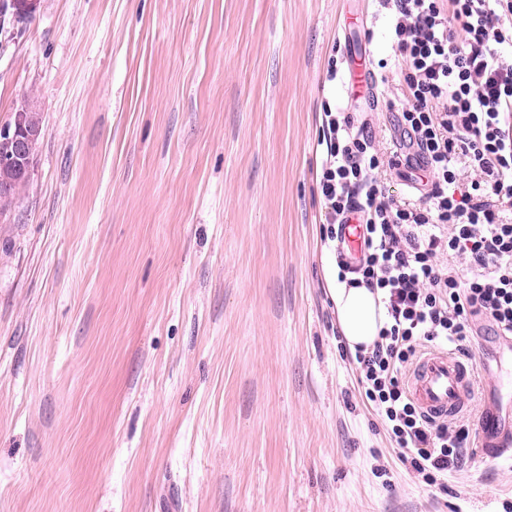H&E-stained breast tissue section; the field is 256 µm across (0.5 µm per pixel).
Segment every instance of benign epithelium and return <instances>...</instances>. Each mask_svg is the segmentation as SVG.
Returning <instances> with one entry per match:
<instances>
[{
    "label": "benign epithelium",
    "instance_id": "obj_1",
    "mask_svg": "<svg viewBox=\"0 0 512 512\" xmlns=\"http://www.w3.org/2000/svg\"><path fill=\"white\" fill-rule=\"evenodd\" d=\"M39 0H12L10 13L14 16H31ZM34 105L24 103L12 113L10 119L0 124V191L10 190L13 178L31 175L34 152L44 132L28 123L27 113Z\"/></svg>",
    "mask_w": 512,
    "mask_h": 512
}]
</instances>
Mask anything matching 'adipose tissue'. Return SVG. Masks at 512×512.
Instances as JSON below:
<instances>
[{
	"mask_svg": "<svg viewBox=\"0 0 512 512\" xmlns=\"http://www.w3.org/2000/svg\"><path fill=\"white\" fill-rule=\"evenodd\" d=\"M323 269L336 323L347 347L353 352L369 350L386 321L379 294L362 284L351 286L339 281L336 258L331 253H324Z\"/></svg>",
	"mask_w": 512,
	"mask_h": 512,
	"instance_id": "adipose-tissue-1",
	"label": "adipose tissue"
}]
</instances>
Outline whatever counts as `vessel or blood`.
<instances>
[{
	"mask_svg": "<svg viewBox=\"0 0 512 512\" xmlns=\"http://www.w3.org/2000/svg\"><path fill=\"white\" fill-rule=\"evenodd\" d=\"M371 55L365 44L346 42V76L356 90L366 91L373 79ZM342 239L351 260H358L365 249L364 226L359 215H349L342 228ZM409 395L428 418L444 420L465 411L473 390V365L457 354L433 349L423 355L408 374ZM512 436V422L497 414L491 403H484L478 428V444L500 448Z\"/></svg>",
	"mask_w": 512,
	"mask_h": 512,
	"instance_id": "obj_1",
	"label": "vessel or blood"
}]
</instances>
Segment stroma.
<instances>
[{
    "label": "stroma",
    "instance_id": "obj_1",
    "mask_svg": "<svg viewBox=\"0 0 512 512\" xmlns=\"http://www.w3.org/2000/svg\"><path fill=\"white\" fill-rule=\"evenodd\" d=\"M369 15L371 101L328 62ZM380 0H40L0 31V123L40 112L0 223V512H504L512 463L420 482L363 401L327 294L325 110L407 197ZM486 399L512 343L474 318Z\"/></svg>",
    "mask_w": 512,
    "mask_h": 512
}]
</instances>
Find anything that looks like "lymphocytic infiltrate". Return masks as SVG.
<instances>
[{"label":"lymphocytic infiltrate","instance_id":"f902f5d3","mask_svg":"<svg viewBox=\"0 0 512 512\" xmlns=\"http://www.w3.org/2000/svg\"><path fill=\"white\" fill-rule=\"evenodd\" d=\"M401 68L400 125L417 199L380 190L383 161L350 116L326 112L319 186L327 240L360 212L364 256L338 258L341 273L380 291L387 321L357 353L358 385L401 460L428 485L458 468L469 429L425 417L404 383L425 345L468 355L473 318L512 335V0H386Z\"/></svg>","mask_w":512,"mask_h":512}]
</instances>
